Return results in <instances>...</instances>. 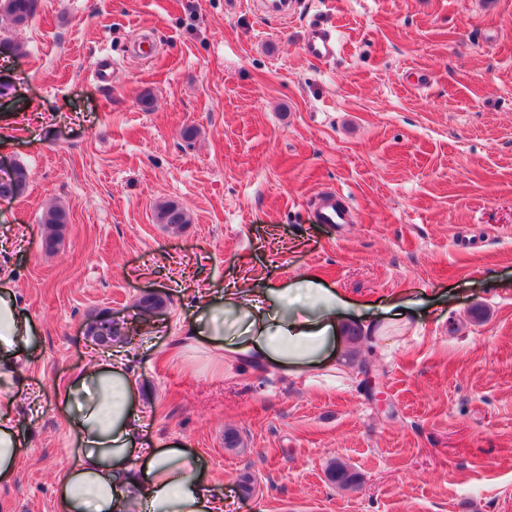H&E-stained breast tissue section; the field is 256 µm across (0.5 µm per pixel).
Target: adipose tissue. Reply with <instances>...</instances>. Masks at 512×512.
I'll return each instance as SVG.
<instances>
[{
	"instance_id": "1",
	"label": "adipose tissue",
	"mask_w": 512,
	"mask_h": 512,
	"mask_svg": "<svg viewBox=\"0 0 512 512\" xmlns=\"http://www.w3.org/2000/svg\"><path fill=\"white\" fill-rule=\"evenodd\" d=\"M363 304L306 277L257 290L205 295L188 338L215 352L232 376L271 367L297 378L332 369L347 337L341 322ZM30 319L10 289L0 290V382L17 375L32 342ZM63 417L84 458L61 481L57 512H224L196 458L177 447L144 448V427L131 364L95 361L65 386ZM24 443L22 425L0 414V482L12 481Z\"/></svg>"
}]
</instances>
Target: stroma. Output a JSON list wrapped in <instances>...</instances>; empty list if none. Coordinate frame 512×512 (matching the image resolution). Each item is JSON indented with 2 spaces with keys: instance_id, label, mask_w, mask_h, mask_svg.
I'll return each instance as SVG.
<instances>
[{
  "instance_id": "35a3bbf8",
  "label": "stroma",
  "mask_w": 512,
  "mask_h": 512,
  "mask_svg": "<svg viewBox=\"0 0 512 512\" xmlns=\"http://www.w3.org/2000/svg\"><path fill=\"white\" fill-rule=\"evenodd\" d=\"M299 2L283 24L249 0H37L14 32L0 159L30 181L0 198V281L35 336L0 390L28 437L0 512H56L80 454L64 383L101 316L123 341L152 333L135 365L146 444L188 449L216 490L252 477L233 512H512V0ZM318 26L333 59L303 50ZM327 192L351 223L319 220ZM166 200L184 229L156 222ZM53 204L69 224L49 254ZM305 275L372 317L427 309L291 380L218 374L187 339L202 290ZM154 292L166 306L143 313ZM335 461L359 489L328 480ZM155 219L157 223L175 228H182L185 224H190L191 222L187 210L172 200L163 201L156 205ZM43 233L41 246L46 253L55 252L61 245L68 224V213L61 205L48 207L41 216Z\"/></svg>"
}]
</instances>
